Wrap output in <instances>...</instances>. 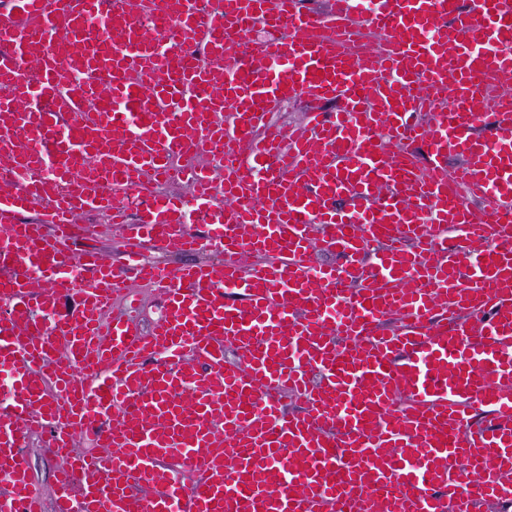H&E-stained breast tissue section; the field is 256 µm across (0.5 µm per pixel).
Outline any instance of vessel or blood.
<instances>
[{"instance_id": "1", "label": "vessel or blood", "mask_w": 512, "mask_h": 512, "mask_svg": "<svg viewBox=\"0 0 512 512\" xmlns=\"http://www.w3.org/2000/svg\"><path fill=\"white\" fill-rule=\"evenodd\" d=\"M492 85H512V0H0V512L511 502L512 100ZM301 95L337 109L274 122ZM182 180L191 205L157 191ZM132 208L124 264L77 249L80 216ZM140 283L163 314L106 318ZM43 444L41 438L33 439L26 449V454L34 481L43 492L49 493L57 462L45 453Z\"/></svg>"}]
</instances>
